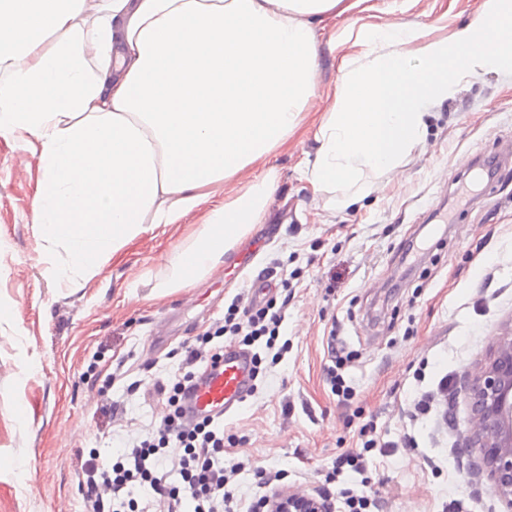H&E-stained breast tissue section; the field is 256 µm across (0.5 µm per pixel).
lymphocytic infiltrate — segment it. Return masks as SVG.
I'll return each mask as SVG.
<instances>
[{
  "label": "lymphocytic infiltrate",
  "instance_id": "lymphocytic-infiltrate-1",
  "mask_svg": "<svg viewBox=\"0 0 512 512\" xmlns=\"http://www.w3.org/2000/svg\"><path fill=\"white\" fill-rule=\"evenodd\" d=\"M279 286L278 297L259 307L233 298L223 318L200 334L196 345L185 347L179 376L161 388L165 402L149 436H127L115 463L103 462L95 452L80 461L84 512H129L141 489L147 492L142 512H183L187 505L192 512H238V503L224 490L241 468L224 462V424L185 421L180 392L203 365L223 355L228 342L253 351L254 365H262L261 353L275 348L291 299L287 280ZM171 448L181 451L176 482L164 466Z\"/></svg>",
  "mask_w": 512,
  "mask_h": 512
}]
</instances>
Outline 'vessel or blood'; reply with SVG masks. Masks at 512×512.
Listing matches in <instances>:
<instances>
[{
    "label": "vessel or blood",
    "instance_id": "b4317fda",
    "mask_svg": "<svg viewBox=\"0 0 512 512\" xmlns=\"http://www.w3.org/2000/svg\"><path fill=\"white\" fill-rule=\"evenodd\" d=\"M252 355L235 347L204 365L193 378L183 399L184 417L220 420L237 410L252 394Z\"/></svg>",
    "mask_w": 512,
    "mask_h": 512
}]
</instances>
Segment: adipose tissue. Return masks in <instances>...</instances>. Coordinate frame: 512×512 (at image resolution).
<instances>
[{
	"label": "adipose tissue",
	"instance_id": "1",
	"mask_svg": "<svg viewBox=\"0 0 512 512\" xmlns=\"http://www.w3.org/2000/svg\"><path fill=\"white\" fill-rule=\"evenodd\" d=\"M0 0V134L34 137L45 182L32 222L65 258L66 286L100 272L137 235L176 223L202 190L269 158L318 95L315 24L343 0ZM334 99L301 162L314 193L346 209L366 174L422 147L435 108L488 74L512 82V0H483L448 35L347 25ZM275 168L211 210L169 254L159 285L204 280L262 223Z\"/></svg>",
	"mask_w": 512,
	"mask_h": 512
}]
</instances>
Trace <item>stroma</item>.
Wrapping results in <instances>:
<instances>
[{
  "mask_svg": "<svg viewBox=\"0 0 512 512\" xmlns=\"http://www.w3.org/2000/svg\"><path fill=\"white\" fill-rule=\"evenodd\" d=\"M482 0H368L367 7L326 17L316 26L322 94L334 91L345 47L343 26L363 22L453 25ZM317 144L299 131L269 163L278 188L265 220L245 243L266 240L255 263L233 282L222 268L203 281L143 303L151 275L224 202L223 183L207 187L202 204L179 223L137 236L95 276L60 286L45 264L32 207L44 184L34 137L0 134V512H82L79 457L118 456L127 431L146 432L155 418L157 384L178 373L176 352L248 293L273 268L292 300L284 323L288 351L267 364L257 389L225 418L235 445L225 464L245 467L228 488L241 500L258 488L254 468L280 473L277 487L375 498L379 512H498L490 490L457 454L470 408L460 383L512 326V161L474 181L476 156L512 154V86L493 74L439 107L426 144L399 168L374 179L370 193L346 210L313 194L298 163ZM336 330L351 362L353 389L340 404L325 379L327 339ZM124 375L112 379L115 367ZM455 386L449 404L434 401L428 417L410 423L406 410L443 376ZM118 402L113 417L102 399ZM451 408L454 425L445 424ZM394 442L388 455L366 452L362 473L337 470L336 459L362 449L361 425ZM417 445L403 447L404 434ZM363 450V449H362Z\"/></svg>",
  "mask_w": 512,
  "mask_h": 512,
  "instance_id": "35a3bbf8",
  "label": "stroma"
}]
</instances>
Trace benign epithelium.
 <instances>
[{
  "instance_id": "7a95c632",
  "label": "benign epithelium",
  "mask_w": 512,
  "mask_h": 512,
  "mask_svg": "<svg viewBox=\"0 0 512 512\" xmlns=\"http://www.w3.org/2000/svg\"><path fill=\"white\" fill-rule=\"evenodd\" d=\"M464 390L470 415L458 453L471 472L486 476L500 512H512V332L498 337L486 363L464 380ZM267 506L268 512H332L327 500L287 490Z\"/></svg>"
}]
</instances>
